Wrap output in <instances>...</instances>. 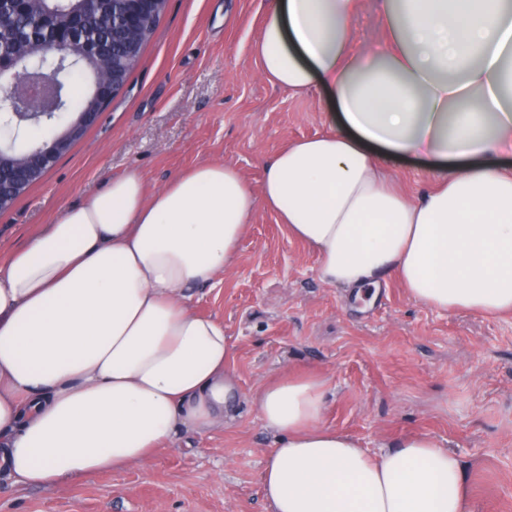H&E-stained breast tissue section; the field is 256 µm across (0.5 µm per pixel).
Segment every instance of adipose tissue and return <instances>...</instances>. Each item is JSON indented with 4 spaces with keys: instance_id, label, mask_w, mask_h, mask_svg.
Segmentation results:
<instances>
[{
    "instance_id": "ef3b65f1",
    "label": "adipose tissue",
    "mask_w": 512,
    "mask_h": 512,
    "mask_svg": "<svg viewBox=\"0 0 512 512\" xmlns=\"http://www.w3.org/2000/svg\"><path fill=\"white\" fill-rule=\"evenodd\" d=\"M354 2L273 4L262 75L320 85L338 122L275 155L261 197L223 163L151 193L132 169L0 261V478L63 487L223 425L230 344L188 301L235 264L259 202L327 283L359 293L392 277L443 312L512 311V0H382L391 39L365 54ZM406 156L438 178L416 202L386 179ZM253 403L274 438L270 512H474L464 464L434 439L373 454L323 426L320 376L289 375Z\"/></svg>"
}]
</instances>
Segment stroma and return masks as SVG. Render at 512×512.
Segmentation results:
<instances>
[{
    "mask_svg": "<svg viewBox=\"0 0 512 512\" xmlns=\"http://www.w3.org/2000/svg\"><path fill=\"white\" fill-rule=\"evenodd\" d=\"M269 5L167 0L98 122L0 211V258L127 169L153 191L185 168L222 162L257 197L268 160L330 132L335 104L322 87L294 93L261 74L255 44ZM353 28L355 49L385 43L379 0H356ZM389 173L412 201L437 182L409 160L390 163ZM317 268L314 250L256 205L234 267L189 301L223 321L230 339L233 421L56 490L1 481L0 512H268L262 473L274 440L253 398L291 371L324 378V424L372 452L430 435L464 463L476 512H512V314L438 311L393 280L367 303L322 283Z\"/></svg>",
    "mask_w": 512,
    "mask_h": 512,
    "instance_id": "35a3bbf8",
    "label": "stroma"
}]
</instances>
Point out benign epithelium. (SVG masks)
<instances>
[{
  "label": "benign epithelium",
  "instance_id": "obj_1",
  "mask_svg": "<svg viewBox=\"0 0 512 512\" xmlns=\"http://www.w3.org/2000/svg\"><path fill=\"white\" fill-rule=\"evenodd\" d=\"M26 0H0V29L6 27L13 13ZM156 0H112V25L122 33L135 32L143 17L154 9ZM75 33L69 24L56 26L54 36L36 60L22 56L0 55V158L19 157L26 163L24 176L39 181L56 162L58 153L78 140L100 115L98 102H106L125 84L124 68L112 67L108 80L94 85L93 103L73 117L67 116L68 99L64 77L80 65L81 56L74 51ZM40 101L35 111L31 100ZM64 125L49 146L42 145L23 154L15 151L14 142L28 135L33 127Z\"/></svg>",
  "mask_w": 512,
  "mask_h": 512
}]
</instances>
